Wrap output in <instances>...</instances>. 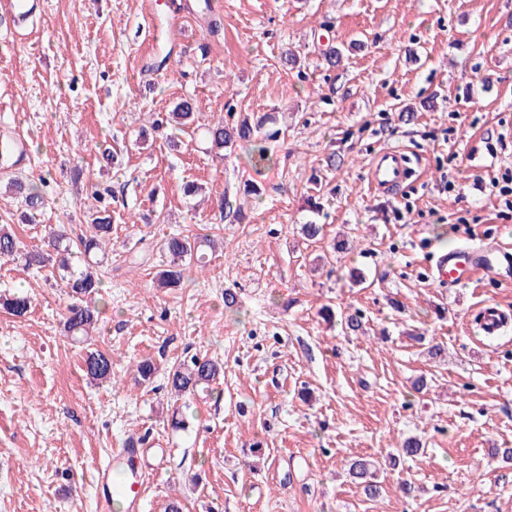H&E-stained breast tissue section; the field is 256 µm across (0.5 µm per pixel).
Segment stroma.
<instances>
[{"label": "stroma", "instance_id": "stroma-1", "mask_svg": "<svg viewBox=\"0 0 512 512\" xmlns=\"http://www.w3.org/2000/svg\"><path fill=\"white\" fill-rule=\"evenodd\" d=\"M46 2L25 41L0 44L12 105L0 132L21 127L30 154L13 175L47 204L20 220L0 181V224L28 249L58 224L80 235L106 188L112 243L88 345L63 334L56 270L0 261V294L31 300L22 318L0 308V512H98L96 467L132 437L164 453L141 512H512V463L491 455L512 448V323L494 339L478 330L483 303L512 314V284L448 288L427 274L435 248L512 243L490 185L512 167V0H216L214 32L201 0ZM174 13L177 37L145 40L149 18ZM288 49L299 68L282 63ZM184 97L203 123L274 115L271 165L255 169L237 146L215 157L192 133L142 134ZM389 146L419 177L378 198L368 167ZM444 168L455 190H442ZM188 182L203 199L184 196ZM250 182L261 197L245 194ZM222 196L242 220L221 217ZM304 224L320 236L303 237ZM173 233L218 249L161 288ZM355 312L365 334L340 322ZM435 344L443 357L428 356ZM91 348L111 355L113 382L86 376ZM195 354L224 376L173 400L167 370ZM146 358L159 370L143 386ZM410 437L424 454L390 467ZM357 456L380 462L379 498L348 476Z\"/></svg>", "mask_w": 512, "mask_h": 512}]
</instances>
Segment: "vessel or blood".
Here are the masks:
<instances>
[{
	"mask_svg": "<svg viewBox=\"0 0 512 512\" xmlns=\"http://www.w3.org/2000/svg\"><path fill=\"white\" fill-rule=\"evenodd\" d=\"M42 0H0V30L17 35L27 21L42 11ZM413 170L402 149L380 151L372 161L367 180L370 191L378 197L399 196ZM430 278L444 286L467 285L478 279H512V249L500 244L477 243L436 250L428 267ZM512 319L495 304H488L479 317L485 335L497 336ZM140 448L128 445L117 449L112 460L97 472L100 512H112L114 500H122L128 512H140L144 472Z\"/></svg>",
	"mask_w": 512,
	"mask_h": 512,
	"instance_id": "b4317fda",
	"label": "vessel or blood"
}]
</instances>
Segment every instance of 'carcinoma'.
Returning <instances> with one entry per match:
<instances>
[{"label":"carcinoma","instance_id":"obj_1","mask_svg":"<svg viewBox=\"0 0 512 512\" xmlns=\"http://www.w3.org/2000/svg\"><path fill=\"white\" fill-rule=\"evenodd\" d=\"M196 101L182 98L173 111L164 115H152L151 127L159 129L174 124L188 128L195 123ZM266 117L256 118L244 115L234 123L224 120L204 127V133L211 148L222 151L235 145L244 146L255 160V165L265 167L271 164L272 155L267 143L281 135V129L265 128ZM24 208L28 216L35 215L44 206V198L38 187L31 185L23 196ZM112 240V221L108 210L97 207L91 214L88 231L78 240H72L61 227L51 233L45 248L26 250L21 247L13 231L0 225V259L20 258L29 268L52 266L60 272L64 295L69 303L64 317V332L73 339L87 342L98 330V310L96 296L101 294L103 281L98 273L101 256ZM215 247L213 240L205 235L193 239L172 235L163 243V250L169 256L168 268L162 270L157 278L161 288L178 286L183 282L184 271L192 266L205 268L200 248ZM0 307L16 317L24 316L30 307V298L26 295L0 296ZM85 369L87 376L96 382H109L112 379V359L107 355L90 350L86 354ZM224 373L222 365L196 355L170 367L167 373V388L176 396L192 395L208 388ZM424 453L422 443L417 438L404 441L397 454L389 457L392 466L401 459L416 458ZM377 464L373 460L357 458L350 462V475L364 484L365 494L371 498L379 496L382 486L375 481Z\"/></svg>","mask_w":512,"mask_h":512}]
</instances>
